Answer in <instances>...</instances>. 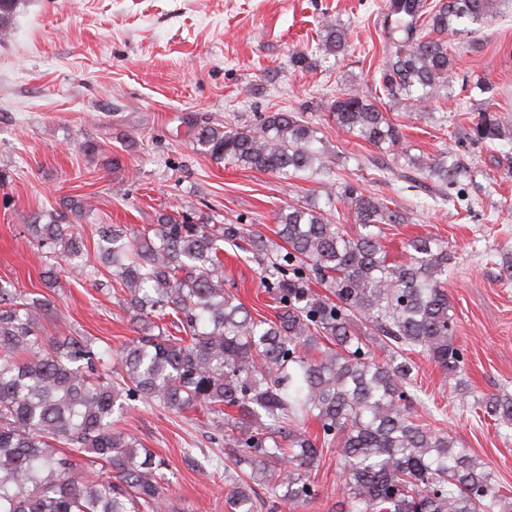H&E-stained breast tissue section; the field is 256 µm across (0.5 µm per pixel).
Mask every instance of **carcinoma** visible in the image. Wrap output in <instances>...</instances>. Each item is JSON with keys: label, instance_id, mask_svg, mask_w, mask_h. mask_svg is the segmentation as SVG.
<instances>
[{"label": "carcinoma", "instance_id": "cac0c4a2", "mask_svg": "<svg viewBox=\"0 0 512 512\" xmlns=\"http://www.w3.org/2000/svg\"><path fill=\"white\" fill-rule=\"evenodd\" d=\"M512 0H385L383 34L391 56L374 92H336L328 111L350 137L391 149L400 129L379 104L421 108L449 97L456 61L448 36L475 34ZM15 0H0V35H7ZM318 50L334 57L347 31L321 24ZM487 95L460 144L492 146L509 138L496 109L497 87L464 86ZM318 130L295 112H270L253 127L203 125L198 151L212 159L311 179L324 206L298 202L276 215L285 243L275 263L277 319L258 318L224 288L220 242L243 237L230 224H191L163 214L150 230L125 224L98 228V258L122 286V306L141 335L119 356L121 385L101 381L96 365L112 351L82 336L48 341L39 318L45 304L21 302L0 283V512H165L163 462L114 429L113 413L140 400L185 414L206 410L224 422V440L240 453L224 464L239 474L226 485L231 512H256L248 480H262L286 503L319 495L311 467L330 448L344 466L342 494L351 512H512V496L492 469L423 421L411 354L428 357L458 377L462 349L448 295V252L431 235L411 239L394 262L383 226L404 217L386 199L350 182L337 183ZM412 168L438 187L459 190L467 161L448 155ZM362 231L352 237L332 219L338 207ZM63 213H34L24 227L53 282L58 266L91 279L78 262L84 242ZM329 294L315 293L306 271ZM173 317L171 331L163 320ZM320 355H309L312 349ZM472 408L512 429V397L493 394ZM235 413L229 414L227 410ZM313 419L322 437L302 424ZM67 451H60V447ZM106 463L114 476L96 466Z\"/></svg>", "mask_w": 512, "mask_h": 512}]
</instances>
